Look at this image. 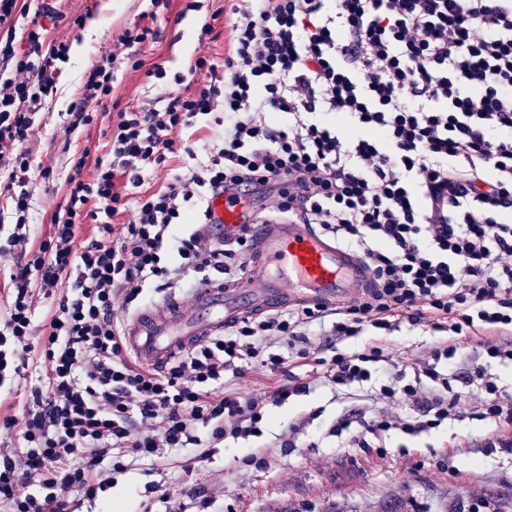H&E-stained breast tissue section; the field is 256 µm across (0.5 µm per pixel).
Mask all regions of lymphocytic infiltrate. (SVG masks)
<instances>
[{
    "label": "lymphocytic infiltrate",
    "mask_w": 512,
    "mask_h": 512,
    "mask_svg": "<svg viewBox=\"0 0 512 512\" xmlns=\"http://www.w3.org/2000/svg\"><path fill=\"white\" fill-rule=\"evenodd\" d=\"M223 61L197 54L178 81L196 93L113 112L103 158L74 153L63 205L34 241L33 179L51 162L27 147L52 100L69 46L29 25L18 0H0V183L12 228L0 237L9 260L11 303L0 322V386L38 352L41 383L32 404L5 426L19 450L0 449V503L8 512H72L64 493L97 499L130 455L216 447L258 434L264 400L226 392L225 374L257 364L268 375L300 361L338 385L370 378L386 360L377 344L342 351L365 327L424 322L448 342L417 359L414 381L382 386L387 412L375 434H416L447 420L453 402L421 385L433 362L481 337L484 358L512 361V0H236ZM152 25L136 23L92 65L65 129L111 112L113 62L140 71ZM207 146L196 152L192 133ZM182 170L157 186L148 173L172 158ZM264 194L271 217L312 224L368 265L372 285L336 310L329 340L310 328L321 305L246 318L151 369L126 349L119 311L184 278H235L250 253L243 230L219 228L211 202ZM134 209L127 223L118 215ZM94 227L83 245L82 225ZM49 300L46 334L32 323ZM414 417H404V407ZM209 428L200 438L198 426Z\"/></svg>",
    "instance_id": "lymphocytic-infiltrate-1"
}]
</instances>
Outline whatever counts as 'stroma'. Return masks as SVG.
Masks as SVG:
<instances>
[{
	"mask_svg": "<svg viewBox=\"0 0 512 512\" xmlns=\"http://www.w3.org/2000/svg\"><path fill=\"white\" fill-rule=\"evenodd\" d=\"M26 3L49 37L63 38L72 48L57 95L30 142L34 159L56 164L53 184L33 188V233L40 239L49 233L51 216L63 200L73 153L84 148L94 158L103 153L111 117L69 133L61 114L77 99L91 65L109 53L113 39L142 12L156 11L158 39L141 58L145 69L158 64L167 76L156 80L116 65L112 99L132 107L195 92V85L176 83L173 76L199 52L223 59L232 18L218 15V0H201L200 9L190 12L187 0ZM207 23L212 31L205 36L201 28ZM447 338V333L408 322L391 331L367 329L343 347L352 351L372 341L384 346L391 359L372 365L369 381L340 386L313 379L310 367L290 364V372L309 381L310 389L284 404L267 405L261 436L229 438L203 454L172 448L151 461L130 460L114 474L111 490L96 500H87L76 487L67 498L75 512H384L393 500L403 502L407 512H460L473 499L481 503V512H496L500 497L512 498V422L482 417L480 388L453 379L478 354L479 338L458 346L454 358L434 363L440 375L452 377L448 394L458 399L439 427L415 435L395 429L371 434L363 427L384 411L376 393L391 382L398 365L427 355ZM345 419L350 428L338 431ZM253 451L264 465L242 466L241 458ZM171 483L179 485L180 494L161 499L158 486Z\"/></svg>",
	"mask_w": 512,
	"mask_h": 512,
	"instance_id": "35a3bbf8",
	"label": "stroma"
}]
</instances>
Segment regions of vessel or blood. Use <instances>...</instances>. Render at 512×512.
Masks as SVG:
<instances>
[{
    "label": "vessel or blood",
    "mask_w": 512,
    "mask_h": 512,
    "mask_svg": "<svg viewBox=\"0 0 512 512\" xmlns=\"http://www.w3.org/2000/svg\"><path fill=\"white\" fill-rule=\"evenodd\" d=\"M212 207L219 223L246 228L254 248L253 268L240 282L198 289L191 306L167 299L130 318L125 339L146 367L165 366L245 315L303 302L340 304L369 281L356 253L311 225L248 218L249 202L232 204L222 195L213 199Z\"/></svg>",
    "instance_id": "b4317fda"
}]
</instances>
